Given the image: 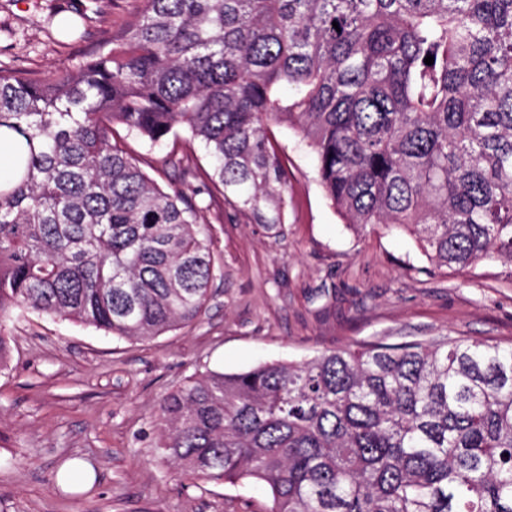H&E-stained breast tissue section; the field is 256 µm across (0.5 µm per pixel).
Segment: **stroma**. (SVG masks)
<instances>
[{
    "instance_id": "35a3bbf8",
    "label": "stroma",
    "mask_w": 512,
    "mask_h": 512,
    "mask_svg": "<svg viewBox=\"0 0 512 512\" xmlns=\"http://www.w3.org/2000/svg\"><path fill=\"white\" fill-rule=\"evenodd\" d=\"M144 0H0V68L36 78L111 47ZM271 134L288 159V216L217 223L222 190L198 195L220 273L199 318L149 338L118 339L59 317L18 312L0 370V512H268L263 487L194 481L162 454L160 406L190 378L300 362L359 343L437 336L512 346V265L434 267L415 238L346 228L296 132ZM95 474L57 483L69 461Z\"/></svg>"
}]
</instances>
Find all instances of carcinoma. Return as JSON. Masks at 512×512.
Here are the masks:
<instances>
[{"instance_id":"1","label":"carcinoma","mask_w":512,"mask_h":512,"mask_svg":"<svg viewBox=\"0 0 512 512\" xmlns=\"http://www.w3.org/2000/svg\"><path fill=\"white\" fill-rule=\"evenodd\" d=\"M281 123L354 231L393 224L438 268L512 264V0H145L72 71L0 69V320L194 322L220 271L203 208L117 128L151 146L184 128L225 207L283 224ZM166 164L198 179L176 147ZM160 412L181 474L261 483L267 512H512V347L357 344L210 372ZM128 143L136 153L143 154L150 167H146V170L154 177L157 182L164 189H169L175 185H178L175 180L171 169L165 165L166 153L168 147H149L143 145L140 142L132 139L128 140ZM178 187H181L178 185Z\"/></svg>"}]
</instances>
